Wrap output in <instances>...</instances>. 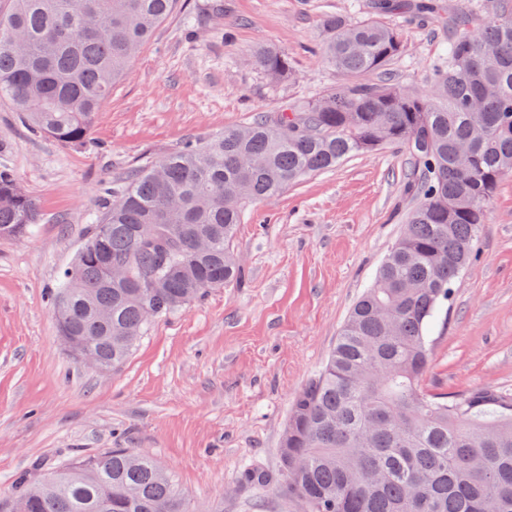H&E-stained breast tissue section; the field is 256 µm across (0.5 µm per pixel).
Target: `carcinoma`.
<instances>
[{"mask_svg": "<svg viewBox=\"0 0 512 512\" xmlns=\"http://www.w3.org/2000/svg\"><path fill=\"white\" fill-rule=\"evenodd\" d=\"M177 3L14 0L0 15V100L32 132L86 144L112 86ZM375 8L448 23L427 92L391 72L403 48L396 29L324 15V59L348 83L135 170L49 304L68 301L59 335L83 337L117 368L151 320L237 278L232 242L248 204L351 154L399 144L417 205L322 371L295 396L277 475L252 468L241 481L283 486L302 512H512V397L488 387L447 396L422 384L428 329L512 173V0H487L480 15L448 13L441 0ZM251 61L272 80L292 76L274 47ZM40 216L0 168V238L28 233ZM151 279L169 287L151 292ZM20 500L25 512H185L172 475L130 448L79 457L35 482L22 476L0 512Z\"/></svg>", "mask_w": 512, "mask_h": 512, "instance_id": "carcinoma-1", "label": "carcinoma"}]
</instances>
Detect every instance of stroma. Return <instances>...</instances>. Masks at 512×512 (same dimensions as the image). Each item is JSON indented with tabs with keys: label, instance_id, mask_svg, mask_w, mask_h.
Here are the masks:
<instances>
[{
	"label": "stroma",
	"instance_id": "stroma-1",
	"mask_svg": "<svg viewBox=\"0 0 512 512\" xmlns=\"http://www.w3.org/2000/svg\"><path fill=\"white\" fill-rule=\"evenodd\" d=\"M371 0H179L101 105L86 146L32 133L0 102V166L41 203L33 233L0 239V504L21 475L132 448L171 472L187 512H299L280 487L241 483L278 469L295 393L320 372L415 201L405 149L349 157L249 204L234 246L241 276L155 319L119 369L79 362L47 291L129 171L336 86L320 54L324 14L398 29L392 69L424 90L448 43L442 22L374 14ZM272 45L292 78L249 62ZM423 385L512 395V174L499 182L474 258L434 320Z\"/></svg>",
	"mask_w": 512,
	"mask_h": 512
}]
</instances>
